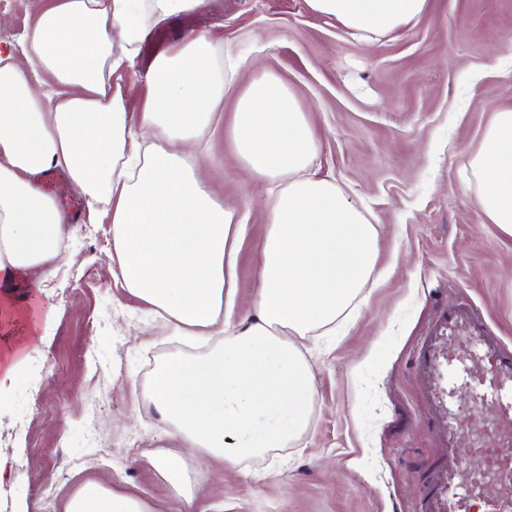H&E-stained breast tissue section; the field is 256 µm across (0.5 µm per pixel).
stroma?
<instances>
[{
	"mask_svg": "<svg viewBox=\"0 0 512 512\" xmlns=\"http://www.w3.org/2000/svg\"><path fill=\"white\" fill-rule=\"evenodd\" d=\"M49 3L0 0V51L25 52ZM191 34L212 40L216 67L234 48L244 78L270 71L297 95L319 173L378 226L376 280L335 332L299 343L313 374L304 432L234 466L187 455L189 498L152 464L180 442L148 394L155 365L196 344L165 332L117 281L110 210L89 211L69 180L42 182L80 210L38 295L40 332L20 308L0 306V361L21 354L0 411V512H65L92 482L148 512H416L440 455L415 371L421 337L464 303L512 347V237L482 216L467 184L493 111L512 104V0H428L418 20L367 41L306 0H202L154 27L113 76L128 112H140L157 57ZM236 99L225 97L214 150L201 159L245 223L233 323L255 294L268 201L266 183L247 180L234 152Z\"/></svg>",
	"mask_w": 512,
	"mask_h": 512,
	"instance_id": "stroma-1",
	"label": "stroma"
}]
</instances>
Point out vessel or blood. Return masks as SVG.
I'll return each instance as SVG.
<instances>
[{
    "mask_svg": "<svg viewBox=\"0 0 512 512\" xmlns=\"http://www.w3.org/2000/svg\"><path fill=\"white\" fill-rule=\"evenodd\" d=\"M442 452L419 491L417 512H512V349L470 306L444 309L415 355ZM471 395L467 408L457 390ZM483 466L467 469L461 449Z\"/></svg>",
    "mask_w": 512,
    "mask_h": 512,
    "instance_id": "1",
    "label": "vessel or blood"
}]
</instances>
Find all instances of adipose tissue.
<instances>
[{
	"label": "adipose tissue",
	"mask_w": 512,
	"mask_h": 512,
	"mask_svg": "<svg viewBox=\"0 0 512 512\" xmlns=\"http://www.w3.org/2000/svg\"><path fill=\"white\" fill-rule=\"evenodd\" d=\"M202 0H54L26 33L24 62L0 56V286L57 271L68 222L39 184L61 169L89 206L112 211V264L121 285L160 313L172 335L204 349L174 354L153 373L149 398L181 449L157 462L176 490L189 484L183 451L235 465L287 447L306 429L312 372L295 340L336 327L375 270L378 232L331 179L318 174V141L296 95L276 74L252 77L233 113V145L247 179L269 184L259 283L246 315L235 303L243 226L211 187L200 158L208 129L238 82L206 36H188L156 60L139 116L115 73L152 27ZM365 39L417 19L427 0H307ZM479 211L512 236V106L494 111L470 162ZM66 512H146L140 500L90 483Z\"/></svg>",
	"instance_id": "ef3b65f1"
}]
</instances>
